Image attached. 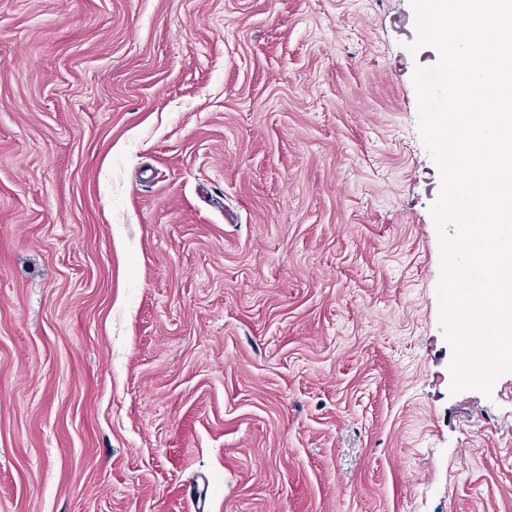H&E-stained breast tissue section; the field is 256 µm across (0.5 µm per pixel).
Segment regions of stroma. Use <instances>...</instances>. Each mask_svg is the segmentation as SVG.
<instances>
[{
  "label": "stroma",
  "mask_w": 512,
  "mask_h": 512,
  "mask_svg": "<svg viewBox=\"0 0 512 512\" xmlns=\"http://www.w3.org/2000/svg\"><path fill=\"white\" fill-rule=\"evenodd\" d=\"M410 0H0V512H512L449 391Z\"/></svg>",
  "instance_id": "1"
}]
</instances>
